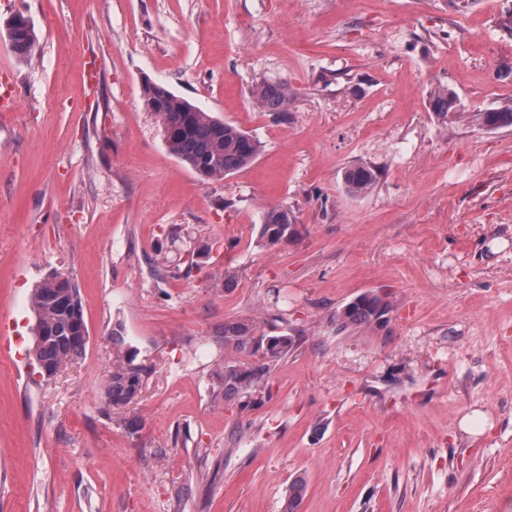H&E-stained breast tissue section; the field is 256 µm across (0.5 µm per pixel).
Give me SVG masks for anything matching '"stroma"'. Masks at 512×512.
Listing matches in <instances>:
<instances>
[{
	"label": "stroma",
	"mask_w": 512,
	"mask_h": 512,
	"mask_svg": "<svg viewBox=\"0 0 512 512\" xmlns=\"http://www.w3.org/2000/svg\"><path fill=\"white\" fill-rule=\"evenodd\" d=\"M17 14L38 42L22 64L0 37L19 95L0 112V512H282L298 476V512H512V126L474 119L512 106V0H0V25ZM148 80L255 136L257 160L197 176ZM280 80L283 121L254 98ZM360 165L378 178L353 197ZM278 205L296 232L262 244ZM169 234L207 264L183 275ZM51 274L89 339L46 381L30 295ZM364 292L385 323L337 329ZM228 320L299 339L260 404L213 391L240 358ZM117 326L150 372L108 416ZM455 95L448 87H438L434 90L431 98V106L436 116L443 121H448V115H455L457 112ZM377 180L373 169L357 166L345 171L343 175L344 188L351 196H364L371 192Z\"/></svg>",
	"instance_id": "obj_1"
}]
</instances>
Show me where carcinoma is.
Here are the masks:
<instances>
[{"label":"carcinoma","mask_w":512,"mask_h":512,"mask_svg":"<svg viewBox=\"0 0 512 512\" xmlns=\"http://www.w3.org/2000/svg\"><path fill=\"white\" fill-rule=\"evenodd\" d=\"M5 35L15 56L25 61L32 55L36 32L34 25L6 22ZM294 93L288 82L277 81L262 85L256 92L259 106L267 112L285 115ZM156 109L161 121L164 140L171 155L189 166L200 177L221 180L253 163L262 151L259 140L241 128L211 112L202 110L189 100L163 85L156 94ZM433 112L441 120L457 110L456 97L446 87H438L431 98ZM485 129L512 126V107H502L476 114ZM377 180L375 171L357 166L344 172L346 192L364 196L371 192ZM296 233L288 209L271 206L262 215L259 241L275 245ZM31 310L35 369L40 376L56 375L62 366L81 356L86 349L88 330L84 320L78 289L72 283L52 275L35 286L31 295ZM388 312V304L379 295L363 293L336 313V327L347 329L380 321ZM298 341L296 336L269 335L248 321L224 323V346L246 357L261 355V360L227 362L215 375L217 393L228 400L250 397L260 391L270 371V363L286 355ZM112 373L106 386L107 411L121 410L141 394L147 369L136 363V352L124 347V337L118 328L112 330ZM306 489L305 479L295 478L283 503V512H297Z\"/></svg>","instance_id":"cac0c4a2"}]
</instances>
